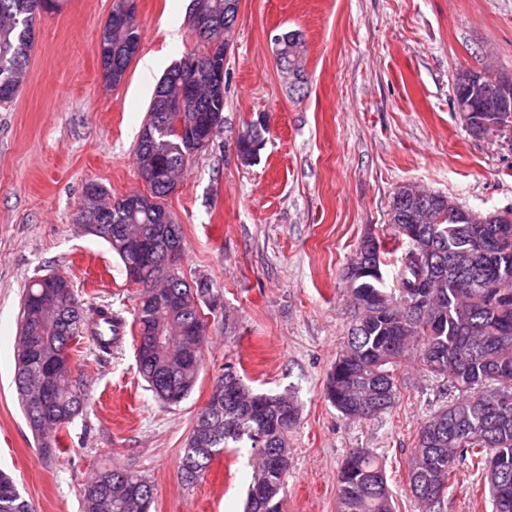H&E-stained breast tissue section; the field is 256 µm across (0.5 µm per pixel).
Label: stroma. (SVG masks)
Returning <instances> with one entry per match:
<instances>
[{
    "mask_svg": "<svg viewBox=\"0 0 512 512\" xmlns=\"http://www.w3.org/2000/svg\"><path fill=\"white\" fill-rule=\"evenodd\" d=\"M114 4L60 0L40 15L27 80L0 105V471L34 512H82L83 484L111 464L152 481L150 512H243L250 449H225L193 485L178 470L195 415L232 361L251 389L290 395L299 408L281 512H337L338 473L355 448L381 455L395 512H420L408 459L422 423L447 404V385L412 359L398 370L397 404L380 418L349 420L326 401L352 319L343 272L367 231L388 232L402 185L484 214L512 207V143L472 136L452 104L457 70L480 67L485 53L512 74V0H240L224 129L165 202L184 231L185 279H210L220 302L196 387L180 405L157 400L129 334L110 356L83 354L75 377L89 406L48 460L15 392L24 290L59 274L127 321L139 297L108 244L76 221L87 185L114 198L148 189L135 148L157 81L135 59L118 86L105 84L98 43ZM191 8L139 0L142 54L168 67L197 49ZM285 32L304 45L296 77L278 65L274 38ZM260 113L266 143L246 164L236 139ZM438 510L490 512L481 477L458 464Z\"/></svg>",
    "mask_w": 512,
    "mask_h": 512,
    "instance_id": "stroma-1",
    "label": "stroma"
}]
</instances>
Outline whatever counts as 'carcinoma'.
<instances>
[{
  "label": "carcinoma",
  "instance_id": "1",
  "mask_svg": "<svg viewBox=\"0 0 512 512\" xmlns=\"http://www.w3.org/2000/svg\"><path fill=\"white\" fill-rule=\"evenodd\" d=\"M36 17L32 0H0V103L12 102L27 78ZM104 30L108 41L102 65L118 82L130 65L125 47L140 42L139 22L118 26L109 19ZM469 74L463 68L454 78L457 107L486 97ZM163 89L182 99V111L192 118L224 112V94L212 90L202 68L182 74L173 65L155 87L149 113L162 111ZM511 115L512 105L497 115L473 112L464 123L472 135L504 137L512 133ZM267 131L264 114L244 123L238 144L242 162L255 159ZM189 142L188 132L160 122L152 144L136 145L139 170L163 160L170 164L168 181L177 183L189 160L184 155ZM405 188L413 193L409 201L414 219L391 225L395 240L401 242L392 262L393 286L385 284L382 266L389 250L377 234L371 271L354 279L344 274L353 315L347 341L327 376L325 396L347 418L376 419L395 405L397 367L416 353L423 369L446 379L458 396L435 410L418 431L408 464L411 495L423 512H436L457 459L464 458L484 478L492 512H512V224H459L448 218V195L412 184ZM153 193L155 208L128 212L104 194L95 207L106 217L123 214L131 235L155 231L162 252L161 219L168 213L169 190L160 182ZM113 228L100 222L86 230L104 239L124 267L139 264L136 255L114 239ZM143 271L156 280L160 300L134 312L137 370L160 401L176 405L192 393L202 368V308L213 314L219 302L209 279L197 278L190 285L160 256ZM48 291L55 309L38 322L21 320L15 383L29 426L43 455L50 458L61 451L60 433L87 405L72 376L70 349L87 341L98 353L110 354L122 340L123 322L107 306H89L71 282L57 274L50 283L44 276L33 280L22 309ZM297 417L291 398L252 390L236 365L227 362L182 448L181 478L194 484L225 449L251 448L256 464L244 512H280L290 461L288 433ZM81 495L84 512H149L153 485L135 471L104 467L83 486ZM337 505L338 512H394L386 472L375 452L359 448L346 458ZM0 512H33L4 472Z\"/></svg>",
  "mask_w": 512,
  "mask_h": 512
}]
</instances>
